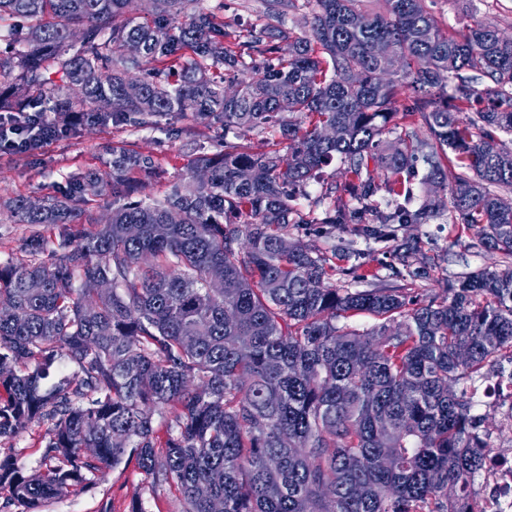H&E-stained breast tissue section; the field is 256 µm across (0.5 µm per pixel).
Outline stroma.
<instances>
[{
	"label": "stroma",
	"mask_w": 512,
	"mask_h": 512,
	"mask_svg": "<svg viewBox=\"0 0 512 512\" xmlns=\"http://www.w3.org/2000/svg\"><path fill=\"white\" fill-rule=\"evenodd\" d=\"M424 4L439 26L449 32L459 31L477 19L498 28L504 36H512V0H424ZM124 143L158 162L163 175L151 184L150 191L159 197L167 184L187 176L191 159L201 153L223 151L224 126L210 119L176 115L153 129L88 122L42 147L36 156L21 159L0 152V197L65 196L70 192L71 175L93 172L103 180L101 194L85 201L74 200L73 207L106 219L113 202L112 149ZM346 180L345 166L340 161L324 167L320 181L311 183L305 196L297 199L300 222L290 228L292 239L314 251L335 250L337 284L357 290L418 284L427 288L429 296L440 299L462 276L499 263L500 254L477 246L472 232L444 211L428 223L406 224L398 230L400 240L418 242L417 263L427 270V279L416 283L408 274H393L390 267L394 259L382 246L366 245L346 230L318 224V217L341 195ZM50 439V423L33 421L20 434L0 438V461H9L25 475L43 473ZM135 501L144 512H181L177 492L169 485L153 484L132 463L86 473L79 486L47 501L38 512H129Z\"/></svg>",
	"instance_id": "stroma-1"
}]
</instances>
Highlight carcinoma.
I'll return each mask as SVG.
<instances>
[{
  "instance_id": "1",
  "label": "carcinoma",
  "mask_w": 512,
  "mask_h": 512,
  "mask_svg": "<svg viewBox=\"0 0 512 512\" xmlns=\"http://www.w3.org/2000/svg\"><path fill=\"white\" fill-rule=\"evenodd\" d=\"M310 2L311 37L273 24L295 0H261L270 22L231 42L223 0H152L145 15L140 0H0L1 113L70 124L98 112L140 128L189 114L224 123L226 136L288 139L286 154L226 140L150 200L155 160L114 147L122 203L103 223L85 214L88 233L68 228L67 196L0 201L21 224L65 225L0 262V437L53 425L45 473L0 462V490L21 512L125 460L175 488L181 512H472L490 445L469 386L512 364V151L501 141L512 134V39L478 20L450 35L423 0H385L383 12ZM325 126L341 137L322 138ZM336 156L348 199L320 223L388 245L396 225L446 209L503 264L441 300L331 283V258L288 243V228L296 197ZM420 159L422 183L441 194L414 207ZM245 170L261 176L243 182ZM94 278L112 288L91 299L77 282ZM358 314L377 323L354 329ZM58 357L78 371L48 387ZM165 408L162 432L152 416ZM236 132L239 136L238 138H234L233 134H229L228 139L233 142L248 144L255 152L267 151L271 148L269 142L281 140L279 133L271 136V134H262L256 130L249 131L247 129H237Z\"/></svg>"
}]
</instances>
